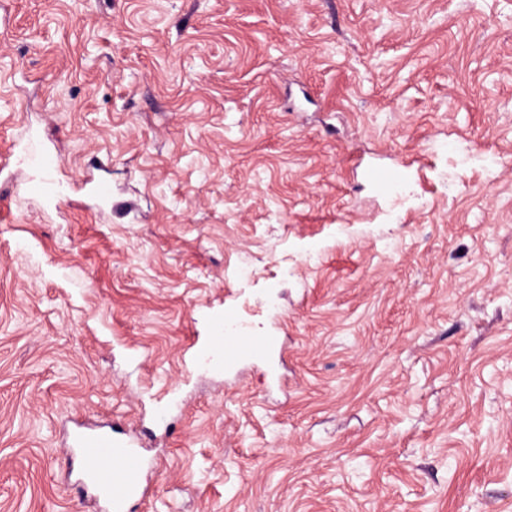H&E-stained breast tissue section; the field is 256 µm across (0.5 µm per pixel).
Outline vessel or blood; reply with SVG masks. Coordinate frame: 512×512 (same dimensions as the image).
Listing matches in <instances>:
<instances>
[{
    "instance_id": "1",
    "label": "vessel or blood",
    "mask_w": 512,
    "mask_h": 512,
    "mask_svg": "<svg viewBox=\"0 0 512 512\" xmlns=\"http://www.w3.org/2000/svg\"><path fill=\"white\" fill-rule=\"evenodd\" d=\"M218 341L228 367L250 354L274 352L279 345L278 337L250 335L243 323L231 318L220 328ZM73 451L80 460L83 483L103 500L107 512H125L128 500L141 489L140 451L116 441L111 433L95 430L77 433Z\"/></svg>"
}]
</instances>
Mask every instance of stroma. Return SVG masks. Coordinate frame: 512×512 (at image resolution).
Returning a JSON list of instances; mask_svg holds the SVG:
<instances>
[{"label":"stroma","instance_id":"obj_1","mask_svg":"<svg viewBox=\"0 0 512 512\" xmlns=\"http://www.w3.org/2000/svg\"><path fill=\"white\" fill-rule=\"evenodd\" d=\"M78 424L130 512L512 503V0H0V512ZM217 336L224 349V365L230 367L246 355L273 353L279 345L278 336H251L243 323L228 318ZM72 452L79 457L81 476L103 500L108 512H125L141 489L144 461L137 448L116 441L111 433L83 431L75 435Z\"/></svg>","mask_w":512,"mask_h":512}]
</instances>
